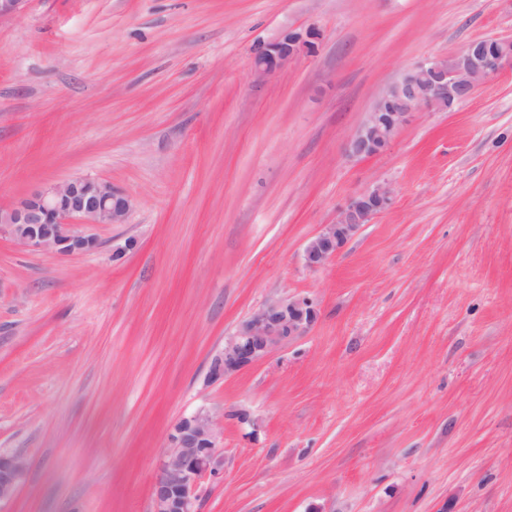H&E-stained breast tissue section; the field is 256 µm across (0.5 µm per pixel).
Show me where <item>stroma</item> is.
Segmentation results:
<instances>
[{
    "instance_id": "stroma-1",
    "label": "stroma",
    "mask_w": 512,
    "mask_h": 512,
    "mask_svg": "<svg viewBox=\"0 0 512 512\" xmlns=\"http://www.w3.org/2000/svg\"><path fill=\"white\" fill-rule=\"evenodd\" d=\"M319 28L259 80L251 50ZM512 36V0H24L0 19V208L106 179L135 205L60 255L0 234V512H153L174 425L224 415L200 512H512V70L346 154L417 62ZM378 183L390 209L311 270ZM303 336L223 381L272 298ZM249 415L247 423L234 411ZM392 198V190L382 183L355 194L339 211L336 221L324 225L307 243L303 253L305 265L317 269L336 259L364 224L391 207ZM317 318V305L308 296L267 301L224 341V349L210 367L211 380L233 377L255 365L289 339L307 332ZM27 467L26 459L20 454L0 453V503L15 495Z\"/></svg>"
}]
</instances>
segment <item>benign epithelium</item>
Masks as SVG:
<instances>
[{"label": "benign epithelium", "mask_w": 512, "mask_h": 512, "mask_svg": "<svg viewBox=\"0 0 512 512\" xmlns=\"http://www.w3.org/2000/svg\"><path fill=\"white\" fill-rule=\"evenodd\" d=\"M315 27L290 29L252 49L255 74L264 78L318 48ZM512 68V39L485 38L469 42L459 53L428 58L408 68L377 97L364 122L347 141L355 158L384 154L409 117L421 108L448 112L503 69ZM393 193L378 184L350 198L336 221L324 225L306 245L304 263L320 268L343 251L358 231L392 205ZM133 199L112 182L77 177L48 183L7 208H0V229L24 247L56 254L85 252L91 237L73 230L75 224H124ZM318 318L308 296L271 299L241 322L224 341L210 367L213 381L233 377L268 357L288 340L307 332ZM220 426L214 414L201 408L181 418L170 436L171 451L161 460L152 488L153 512H199L201 480L216 474L221 464ZM27 461L15 453H0V502L11 499L21 485Z\"/></svg>", "instance_id": "obj_1"}]
</instances>
